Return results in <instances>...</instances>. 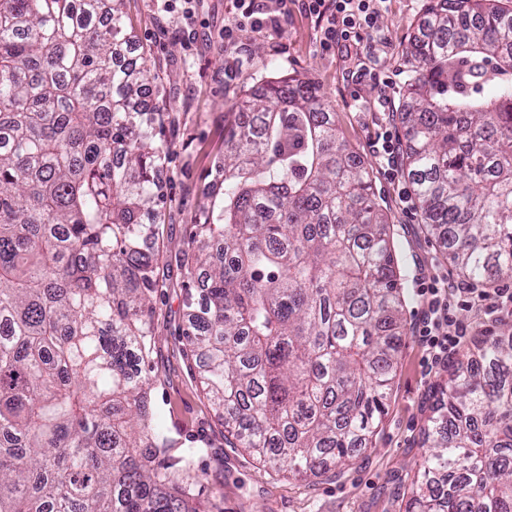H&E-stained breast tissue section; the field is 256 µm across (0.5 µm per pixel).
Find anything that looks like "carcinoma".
Segmentation results:
<instances>
[{
	"instance_id": "obj_1",
	"label": "carcinoma",
	"mask_w": 512,
	"mask_h": 512,
	"mask_svg": "<svg viewBox=\"0 0 512 512\" xmlns=\"http://www.w3.org/2000/svg\"><path fill=\"white\" fill-rule=\"evenodd\" d=\"M125 0H0V512H212L201 448L155 426L161 113ZM406 51L404 168L464 279L512 280V17L433 0ZM182 336L225 439L295 478L378 430L405 297L368 168L320 88L272 79L224 125ZM194 288L197 294L189 289ZM405 512H512V324L438 384Z\"/></svg>"
}]
</instances>
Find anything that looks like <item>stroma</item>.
Returning <instances> with one entry per match:
<instances>
[{
  "label": "stroma",
  "mask_w": 512,
  "mask_h": 512,
  "mask_svg": "<svg viewBox=\"0 0 512 512\" xmlns=\"http://www.w3.org/2000/svg\"><path fill=\"white\" fill-rule=\"evenodd\" d=\"M429 6L430 0H385L377 31L365 38L362 61L371 76L357 84L344 78L349 61L321 48L318 24L297 0H290L278 26L243 30L232 44L224 41V27L232 21L230 0H125L127 22L155 76L150 102L163 114L158 137L167 146L156 218L160 288L153 297L157 354L151 401L170 436H201L211 445L202 458L207 473L196 487L202 504H217L222 512H405L423 469L422 431L440 377L416 336L422 311L417 279L436 270L453 284L462 278L426 233L404 171L384 173L369 142L382 125L395 138L403 136L396 108L406 80L404 48L418 35ZM284 75L319 85L342 140L368 167L400 259L406 299L407 334L379 432L349 465L312 481L264 468L225 443L180 336L184 251L192 224L224 191L216 162L224 155L229 110L264 80Z\"/></svg>",
  "instance_id": "stroma-1"
}]
</instances>
